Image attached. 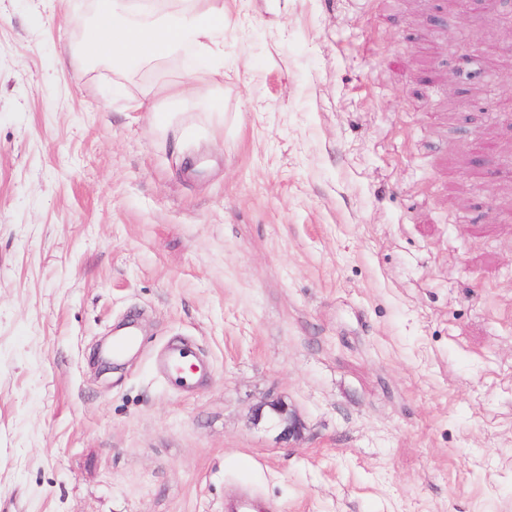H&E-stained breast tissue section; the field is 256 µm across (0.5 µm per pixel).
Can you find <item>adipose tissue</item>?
Masks as SVG:
<instances>
[{
  "mask_svg": "<svg viewBox=\"0 0 512 512\" xmlns=\"http://www.w3.org/2000/svg\"><path fill=\"white\" fill-rule=\"evenodd\" d=\"M97 24L83 36L86 58L153 63L185 47L211 53L224 34L223 0H178L161 13L158 0H95Z\"/></svg>",
  "mask_w": 512,
  "mask_h": 512,
  "instance_id": "1",
  "label": "adipose tissue"
}]
</instances>
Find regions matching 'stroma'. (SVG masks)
<instances>
[{
    "label": "stroma",
    "instance_id": "stroma-1",
    "mask_svg": "<svg viewBox=\"0 0 512 512\" xmlns=\"http://www.w3.org/2000/svg\"><path fill=\"white\" fill-rule=\"evenodd\" d=\"M485 0H224V76L0 0V512H512V48ZM140 350L98 348L126 319ZM211 367L192 393L155 355ZM282 401L280 439L255 410ZM223 67L224 65H221L219 61L216 67L208 74V77L199 76L195 78L193 83L190 84H173L169 89V97L178 100L193 98L199 102L205 101L211 86L216 83V80L213 77L224 76V72L220 71V69ZM270 413L265 417L263 410L259 408L255 416V422H261L264 419L273 428L280 429L281 436L292 438L297 436L302 429V423L297 414L287 405L280 401L269 404Z\"/></svg>",
    "mask_w": 512,
    "mask_h": 512
}]
</instances>
